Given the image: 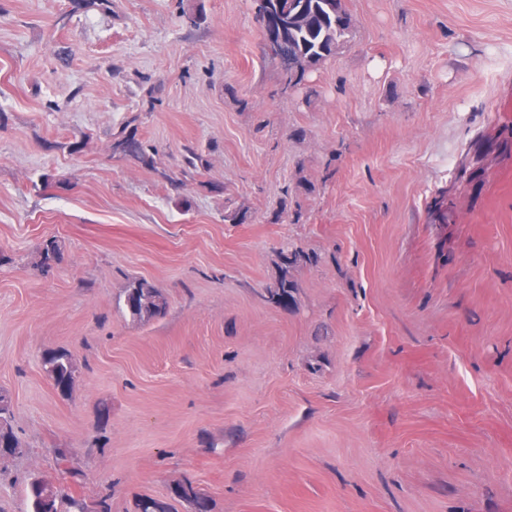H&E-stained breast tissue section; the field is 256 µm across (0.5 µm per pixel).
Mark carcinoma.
<instances>
[{
    "mask_svg": "<svg viewBox=\"0 0 512 512\" xmlns=\"http://www.w3.org/2000/svg\"><path fill=\"white\" fill-rule=\"evenodd\" d=\"M280 10L288 19L283 30L282 50L297 65V71L283 74L284 88L299 85L307 72L334 56L346 42L352 26L346 21L347 12L342 0H278ZM112 152L129 157L141 166L155 168V150L136 138V133L122 128L112 141ZM187 176L205 165L202 154L186 148ZM57 241L48 240L42 248V265L50 268L60 258ZM266 301L275 304L288 302V279H281L275 288L267 290ZM123 307L137 320L164 315L168 309L166 296L159 289L143 280H133L124 289ZM44 371L54 387L62 394H69L76 381V370L70 355L63 350L50 351L44 358ZM25 445L14 431L9 395L0 390V455L16 456L24 453ZM174 496L189 504L192 512H212L211 498L193 481L185 479L173 489ZM30 512H112L111 494L97 496L93 501L79 499L60 487L34 481L28 489ZM136 512H172L171 504L154 498H141Z\"/></svg>",
    "mask_w": 512,
    "mask_h": 512,
    "instance_id": "cac0c4a2",
    "label": "carcinoma"
}]
</instances>
